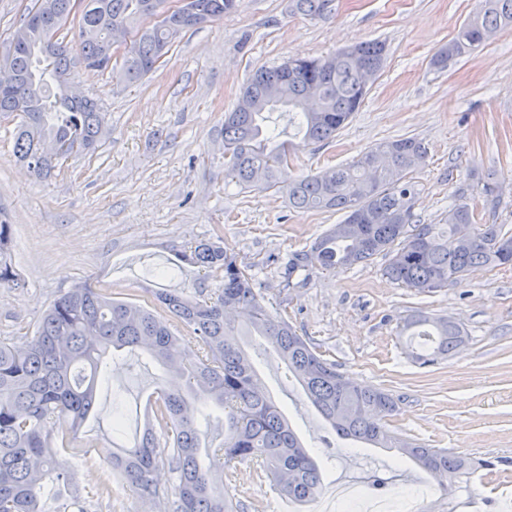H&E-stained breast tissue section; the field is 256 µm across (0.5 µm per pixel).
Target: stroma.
<instances>
[{
  "instance_id": "obj_1",
  "label": "stroma",
  "mask_w": 512,
  "mask_h": 512,
  "mask_svg": "<svg viewBox=\"0 0 512 512\" xmlns=\"http://www.w3.org/2000/svg\"><path fill=\"white\" fill-rule=\"evenodd\" d=\"M475 6L333 0L330 12L310 18L290 12L288 0H237L221 20L177 39L139 82L79 69L81 89L106 115L105 133L94 153L64 160L46 180L16 161V120L0 116V220L13 229L11 262L20 282L0 288V337L24 335L57 297L82 284L137 303L162 289L213 291L218 281L181 254L217 234L271 310H287L298 333L340 372L398 397L395 432L474 460L512 462V267L473 269L430 295L390 282L382 255L288 281L289 255L308 248L341 214L291 208L285 191L244 189L224 173V114L257 69L378 39L386 61L359 110L332 143L298 147L289 175L314 174L376 143L415 137L427 148L414 171L422 222L439 223L461 183L490 176L501 201L496 221L512 225V29L445 67L431 63ZM418 312L461 324L465 345L436 366L419 367L398 334L403 319ZM250 353L271 396L326 467L320 494L306 505L241 475L230 493L245 512H335L337 495L349 491L409 499L410 512H512V471L476 469L445 495L396 452L347 455L265 342L253 339ZM164 376L147 356L119 357L77 434L90 459L60 454L58 472L85 487L97 484L113 453L142 434ZM118 415L123 426L116 430Z\"/></svg>"
}]
</instances>
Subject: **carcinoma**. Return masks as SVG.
<instances>
[{"label":"carcinoma","mask_w":512,"mask_h":512,"mask_svg":"<svg viewBox=\"0 0 512 512\" xmlns=\"http://www.w3.org/2000/svg\"><path fill=\"white\" fill-rule=\"evenodd\" d=\"M11 34L0 68L16 80L0 86V114L20 118L15 157L48 178L62 160L95 150L105 115L96 99L76 100L68 83L83 65L110 66L112 28L125 25L135 37L117 78L140 81L181 35L220 20L237 0H188L187 11L146 26L152 0H85L81 16L72 0H31ZM305 16L327 12L332 0H289ZM512 27V0H477L475 11L441 47L432 64L469 55L500 29ZM385 44L358 42L317 58L290 59L257 70L243 87L236 108L224 113L225 177L268 190L281 187L288 203L303 210H335L344 220L288 259V277L312 268L334 271L388 256L385 274L418 294L434 293L478 267L512 266V227L486 224L500 198L486 186L480 195L461 185L440 224H423L414 212L419 184L412 172L427 153L416 138L384 141L356 161L316 175L288 177L289 141L268 125L288 115V127L308 145H325L358 111L367 94V72H378ZM58 154L42 151L45 142ZM12 226L0 221V287L17 285L10 257ZM184 260L208 269L220 286L211 294L188 295L174 288L149 304L112 299L90 286L57 297L19 341L0 339V512H42L45 494L73 483L55 472L60 451L81 452L71 441L93 410L112 359L142 351L166 370L156 391L152 428L112 461V472L86 491V498L112 496L113 485L158 502L163 512H241L224 487L237 466L271 480L298 502L315 499L322 484L317 459L270 395L248 351L262 338L296 380L336 436L357 449L395 450L428 472L441 490L452 491L448 473L464 476L472 459L426 448L393 433L389 421L398 399L367 389L336 365L279 312H271L252 275L236 255L215 242L187 247ZM401 333L414 362L437 364L465 342L464 329L446 317L423 313L404 321ZM224 412V442L213 444L202 422L208 408ZM175 476L173 494L161 490L155 471Z\"/></svg>","instance_id":"1"}]
</instances>
